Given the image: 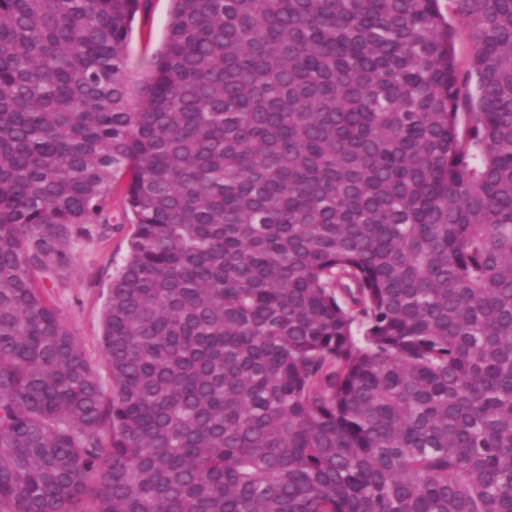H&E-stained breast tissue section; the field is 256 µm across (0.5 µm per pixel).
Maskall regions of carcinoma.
Wrapping results in <instances>:
<instances>
[{"mask_svg":"<svg viewBox=\"0 0 512 512\" xmlns=\"http://www.w3.org/2000/svg\"><path fill=\"white\" fill-rule=\"evenodd\" d=\"M148 2L0 0V512H512V0ZM169 0H151L148 4L147 18L144 24L143 13L137 16L129 41L131 64L141 71L164 37L169 19ZM147 32L150 33L147 41ZM112 235L80 242L62 281L48 290L63 323L76 337L86 356L107 381L101 351L103 308L107 283L127 254L129 224H113Z\"/></svg>","mask_w":512,"mask_h":512,"instance_id":"obj_1","label":"carcinoma"}]
</instances>
